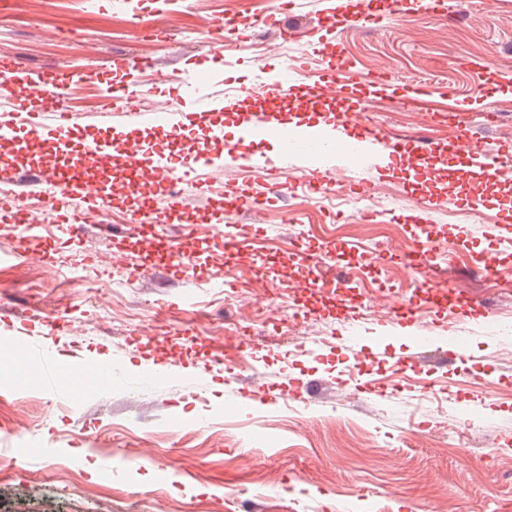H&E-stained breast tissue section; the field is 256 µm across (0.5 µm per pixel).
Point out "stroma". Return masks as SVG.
<instances>
[{"mask_svg": "<svg viewBox=\"0 0 512 512\" xmlns=\"http://www.w3.org/2000/svg\"><path fill=\"white\" fill-rule=\"evenodd\" d=\"M138 0V14L112 0H0V62L34 71L109 68L116 55L151 56L153 66L125 78L122 98L87 83L71 95L74 112L98 115L128 102L179 109L177 76L193 71L224 24L253 20V37L225 57V139L234 113H298L289 94L249 93L284 66L311 72L351 65L392 84L428 83L431 97L413 102L378 94L364 121L389 137L438 148L453 140L449 93L469 98L471 134L492 148L512 141V0L492 7L444 0L423 11L414 0L379 24L337 27L323 38L285 36L258 18L271 0ZM332 181L367 190L374 216L352 203L299 190L305 164H284L294 191L269 204L261 219L225 212L214 199L188 194L179 221L164 232L195 260L178 282L129 279L128 265L158 259L151 227L134 224L141 203L164 209L166 197L141 182L101 211L118 225L106 237L95 225L81 234L49 223L27 241L37 260L12 255L18 226L0 223V512H225L224 498L260 503L261 512H512V337L489 335L467 311L421 307L395 324V307L417 301L426 286L462 288L472 306L512 311V255L499 277L476 268L505 223L512 222V181L489 182L471 169L416 172L338 156ZM481 195L487 206L472 211ZM435 198L421 211L418 202ZM247 225L244 246L223 270L203 253L220 237L185 239V224ZM435 246L425 275L403 261L419 244ZM326 255L342 273L339 289L299 291L317 269L300 254ZM264 326L243 357L238 378L202 370L238 326ZM465 337L463 357L418 348V335ZM31 361L56 362L58 378L30 385L28 367L9 362L14 346ZM111 365L112 380L73 399L67 372ZM175 366L143 393L151 366ZM389 386L363 392L364 380ZM316 383L308 401L288 398L292 381ZM269 390L247 403L240 391Z\"/></svg>", "mask_w": 512, "mask_h": 512, "instance_id": "obj_1", "label": "stroma"}]
</instances>
